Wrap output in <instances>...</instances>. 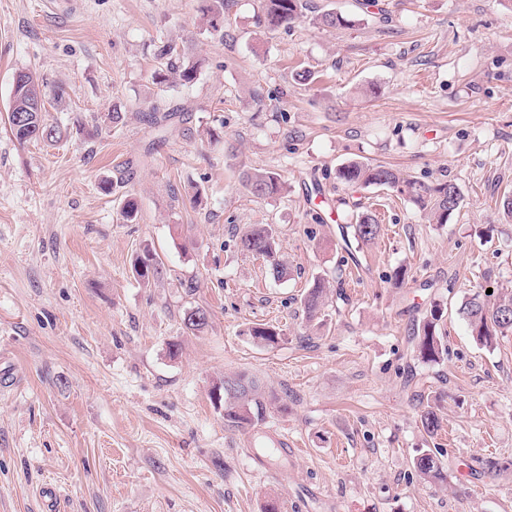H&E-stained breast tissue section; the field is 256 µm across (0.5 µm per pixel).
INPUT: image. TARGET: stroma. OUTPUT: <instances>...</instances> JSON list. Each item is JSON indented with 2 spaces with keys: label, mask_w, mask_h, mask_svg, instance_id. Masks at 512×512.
<instances>
[{
  "label": "stroma",
  "mask_w": 512,
  "mask_h": 512,
  "mask_svg": "<svg viewBox=\"0 0 512 512\" xmlns=\"http://www.w3.org/2000/svg\"><path fill=\"white\" fill-rule=\"evenodd\" d=\"M308 2L274 31L261 0H224L208 32L199 0H0V115L29 69L64 87L45 107L66 132L22 144L0 118V512H51L47 484L52 512H512V469L470 472L512 459V333L485 349L457 312L512 290V0ZM328 11L354 26H322ZM162 41L204 58L193 85L153 84ZM162 102L185 111L151 127ZM351 161L454 183L460 207L429 223L396 189L340 183ZM250 168L286 191L252 195ZM364 212L380 235L348 254L340 228ZM252 224L275 225L286 278L239 249ZM148 249L164 274L145 285ZM317 279L342 296L310 322ZM435 301L448 355L425 363L414 335ZM195 305L211 314L196 334ZM258 325L285 336L258 344ZM237 372L287 411L225 427L212 388ZM420 448L442 450L446 482L416 475ZM163 266V262L157 254L146 251L136 257L133 269L140 281L149 283L150 280H155L161 276Z\"/></svg>",
  "instance_id": "stroma-1"
}]
</instances>
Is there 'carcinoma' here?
Masks as SVG:
<instances>
[{
    "label": "carcinoma",
    "mask_w": 512,
    "mask_h": 512,
    "mask_svg": "<svg viewBox=\"0 0 512 512\" xmlns=\"http://www.w3.org/2000/svg\"><path fill=\"white\" fill-rule=\"evenodd\" d=\"M202 23L216 31L224 24V0H202ZM308 0H262V22L268 29L290 28L292 22L307 8ZM320 22L327 28H348L355 24V19L335 12H328L320 17ZM154 58L158 63L153 71V81L159 87L190 86L198 79L204 61L190 54L188 47L178 46L172 42H163L157 46ZM22 99L30 111L20 112L14 105H8L7 123L14 138L21 144L43 142L52 144L63 138L64 131L57 125L49 123L45 115V103L25 93L13 92L10 99ZM181 113L179 108L164 109L156 104L148 115V122L161 126L176 118ZM336 178L348 186H386L397 189L407 195L417 207L435 224L448 223L449 217L460 204L457 187L450 182L427 186L423 183L404 179L394 170L383 165L351 161L336 171ZM245 187L255 196L273 197L281 193L284 182L281 175L269 170L246 169L241 173ZM380 225L369 214L356 217L355 223L345 225L344 242L347 247L363 246L377 238ZM242 251L269 260L279 277L288 274V268L278 256L276 230L269 224H253L247 227L239 237ZM137 278L148 283L161 276L163 262L159 256L149 251L136 257L133 264ZM332 290L330 286L318 279L301 298L303 312L308 320H313L329 303ZM441 304L431 306L429 316L422 324L417 335L416 351L425 363H436L448 354V346L436 331L441 320ZM459 314L476 342L488 349L494 347L496 337L512 333V293H501L495 297L477 292L462 302ZM210 312L202 307L185 309L182 316L184 327L199 333L209 324ZM249 335L259 344L278 343L282 333L275 327L255 326ZM237 386L236 394H223L220 405L224 408V425L230 428L253 427L265 419L267 402H276V397H265L260 380L249 373L240 372L230 376ZM441 453L437 448H420L413 459V467L426 482L436 483L446 479Z\"/></svg>",
    "instance_id": "1"
}]
</instances>
